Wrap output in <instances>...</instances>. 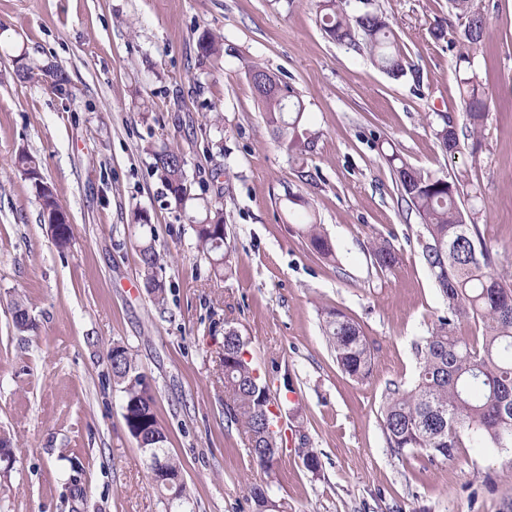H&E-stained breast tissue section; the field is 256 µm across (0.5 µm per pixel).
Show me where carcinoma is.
Listing matches in <instances>:
<instances>
[{
	"instance_id": "1",
	"label": "carcinoma",
	"mask_w": 512,
	"mask_h": 512,
	"mask_svg": "<svg viewBox=\"0 0 512 512\" xmlns=\"http://www.w3.org/2000/svg\"><path fill=\"white\" fill-rule=\"evenodd\" d=\"M451 9L465 19L462 49L456 62L459 95L466 108V133L477 139L488 112L482 81L475 69L471 50L482 45L486 22L473 10L471 0H450ZM325 35L337 44L367 52L371 63L388 76L406 75L403 54L388 19L377 12H360L351 0H317ZM205 57H218L223 51L222 38L203 34L198 41ZM250 71L264 77L266 69L252 65ZM273 77V76H271ZM274 90L253 86L263 107L266 127L281 140L289 154L304 159L314 146L313 138L299 133L304 117L303 104L292 86L273 77ZM440 124L435 137L441 148L455 152L460 139L451 116L438 115ZM152 168L160 174L166 190L177 204L185 201L184 155L164 146L151 151ZM391 167L397 190L409 210L421 219L422 256L448 303V315L438 319L432 335L416 343L417 374L412 389L396 386L390 390L382 409L387 447L397 455L418 454L430 462L448 460L457 449L512 448V276L498 271V251L479 234L473 216H465L461 198L470 185L465 173L453 178L438 177L404 162L393 153L385 156ZM15 168L35 188L45 211L61 208L54 188L40 191L44 183L38 160L21 151L14 159ZM138 238L141 274L155 304L166 300L165 283L158 277L163 256L156 248L152 225L135 216L131 225ZM198 247L207 255L215 275L231 269L227 226L222 210L209 212L191 225ZM302 233L312 249L326 260L336 259L332 241L319 225H304ZM372 256L381 268L391 267L397 256L385 240L372 246ZM474 323L481 336L458 333L462 323ZM13 327L19 332L34 328L23 301L14 303ZM323 334L342 371L358 382L366 381L372 371L373 349L357 323L339 310H329L323 319ZM122 357L112 372V382L122 394V417L129 432L143 434L148 450V468L162 464L166 473L177 477L182 467L166 449L167 436L155 412V398L146 375L142 373L127 347H116ZM224 393L229 402L225 415L230 423L244 427L248 434L249 456L260 468H273L281 431L278 405L264 391L245 343L236 330L224 329ZM156 491L168 504L182 505L185 486L172 483L156 485Z\"/></svg>"
}]
</instances>
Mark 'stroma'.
<instances>
[{
  "label": "stroma",
  "instance_id": "1",
  "mask_svg": "<svg viewBox=\"0 0 512 512\" xmlns=\"http://www.w3.org/2000/svg\"><path fill=\"white\" fill-rule=\"evenodd\" d=\"M473 6L487 21L474 62L490 114L480 148L465 138L449 155L427 121L438 112L466 123L455 80L462 22L448 0H360L396 33L407 66L397 80L330 41L314 0H0V432L17 444L0 512H170L122 419L106 362L117 342L151 384L186 512H252L253 484L270 485L288 512H512V448H462L434 464L401 457L380 416L390 386L414 381L416 342L448 313L385 153L439 177L467 172L480 233L512 273V0ZM205 30L223 37L219 62L201 56ZM22 55L39 66L26 80L12 76ZM251 65L296 89L315 140L306 162L266 129ZM161 144L187 161L183 204L151 167ZM23 149L70 216L67 249L12 166ZM292 193L308 201L337 263L301 234ZM214 205L232 247L224 277L190 229ZM138 215L165 255L162 309L140 276L129 231ZM379 238L398 256L393 268L373 259ZM19 298L33 331L13 327ZM330 309L374 350L365 382L336 363L322 332ZM228 326L282 412L269 472L224 414ZM303 435L318 472L302 464Z\"/></svg>",
  "mask_w": 512,
  "mask_h": 512
}]
</instances>
